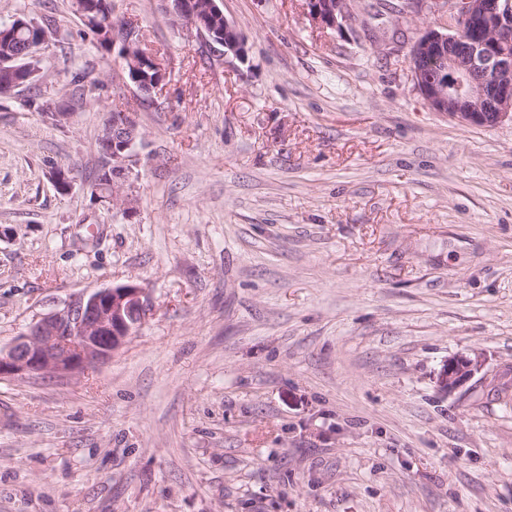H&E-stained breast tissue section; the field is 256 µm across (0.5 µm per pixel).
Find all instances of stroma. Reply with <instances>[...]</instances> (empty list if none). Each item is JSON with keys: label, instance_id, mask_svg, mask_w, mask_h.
<instances>
[{"label": "stroma", "instance_id": "stroma-1", "mask_svg": "<svg viewBox=\"0 0 512 512\" xmlns=\"http://www.w3.org/2000/svg\"><path fill=\"white\" fill-rule=\"evenodd\" d=\"M223 3L244 59L112 0L161 63L147 98L71 0H0L70 45L34 89L66 121L0 97V350L94 290L147 300L110 358L0 379V512H512V124L425 102L426 7L354 0L338 31L305 0ZM118 109L145 144L127 217L92 193ZM483 361L479 353H473V356L457 354L450 357L446 381L448 394H455L470 382L483 369Z\"/></svg>", "mask_w": 512, "mask_h": 512}]
</instances>
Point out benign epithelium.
<instances>
[{
	"mask_svg": "<svg viewBox=\"0 0 512 512\" xmlns=\"http://www.w3.org/2000/svg\"><path fill=\"white\" fill-rule=\"evenodd\" d=\"M209 12L224 19V30L193 21L185 26L220 56L246 55L237 27L224 18L223 0H208ZM430 12L446 14V23L428 27L410 48L415 86L430 107L462 125L494 126L512 122V0H416ZM308 16L319 27L340 30L351 19L350 0H306ZM27 56L42 59L57 42L49 25L37 26ZM436 70L424 76L423 65ZM138 124L131 112H111L100 136L104 156L117 187L107 197L125 215L135 199L123 193L131 185L142 154L133 149ZM145 313V291L121 284L76 298L33 323L6 351H0V376L72 374L117 352ZM484 366L480 354L448 358L447 391L453 395Z\"/></svg>",
	"mask_w": 512,
	"mask_h": 512,
	"instance_id": "obj_1",
	"label": "benign epithelium"
}]
</instances>
